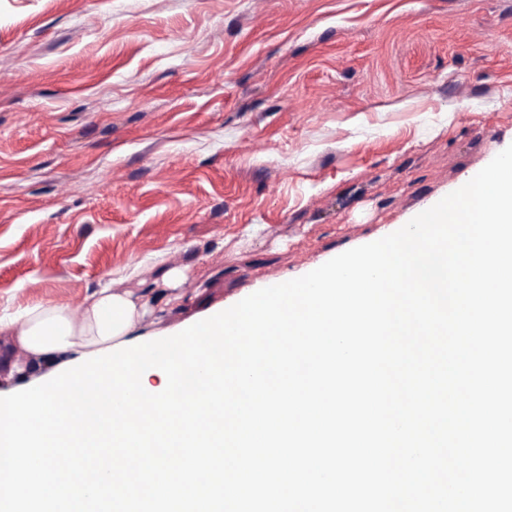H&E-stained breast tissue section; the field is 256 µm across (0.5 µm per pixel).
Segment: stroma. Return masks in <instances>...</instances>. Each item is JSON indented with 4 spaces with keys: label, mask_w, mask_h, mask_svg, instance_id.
Wrapping results in <instances>:
<instances>
[{
    "label": "stroma",
    "mask_w": 512,
    "mask_h": 512,
    "mask_svg": "<svg viewBox=\"0 0 512 512\" xmlns=\"http://www.w3.org/2000/svg\"><path fill=\"white\" fill-rule=\"evenodd\" d=\"M510 145L512 0H0V316L124 276L171 334ZM185 269L176 260H164L154 287L177 288L185 281Z\"/></svg>",
    "instance_id": "stroma-1"
}]
</instances>
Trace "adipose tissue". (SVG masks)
<instances>
[{
    "instance_id": "1",
    "label": "adipose tissue",
    "mask_w": 512,
    "mask_h": 512,
    "mask_svg": "<svg viewBox=\"0 0 512 512\" xmlns=\"http://www.w3.org/2000/svg\"><path fill=\"white\" fill-rule=\"evenodd\" d=\"M158 309L134 295L125 279L114 278L79 306L37 303L11 317H0V336L8 337L7 350L36 367L50 355H85L144 336Z\"/></svg>"
}]
</instances>
